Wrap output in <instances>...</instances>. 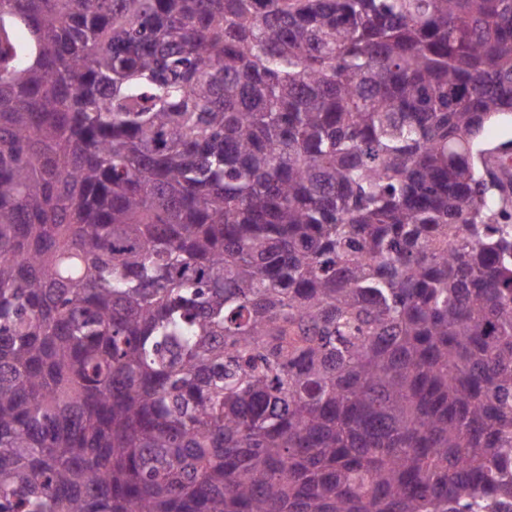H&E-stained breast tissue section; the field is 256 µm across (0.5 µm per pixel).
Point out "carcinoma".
Instances as JSON below:
<instances>
[{
	"label": "carcinoma",
	"mask_w": 512,
	"mask_h": 512,
	"mask_svg": "<svg viewBox=\"0 0 512 512\" xmlns=\"http://www.w3.org/2000/svg\"><path fill=\"white\" fill-rule=\"evenodd\" d=\"M512 0H0V512H505ZM510 145L508 148H504ZM480 148L485 150L492 161L503 156L511 158L512 164V123L510 119H502L491 124L483 134Z\"/></svg>",
	"instance_id": "cac0c4a2"
}]
</instances>
